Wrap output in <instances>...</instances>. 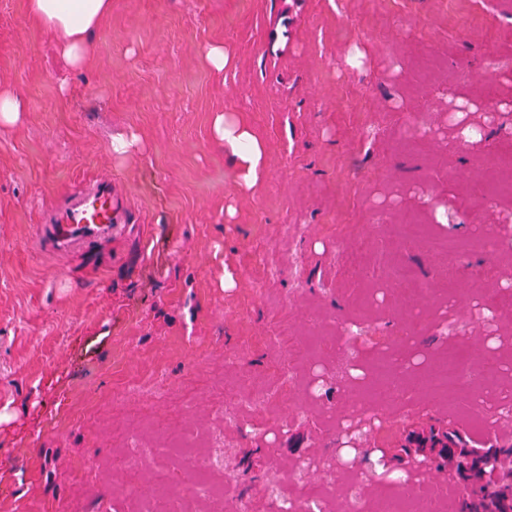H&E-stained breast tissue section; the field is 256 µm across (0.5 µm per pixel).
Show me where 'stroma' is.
Wrapping results in <instances>:
<instances>
[{
    "instance_id": "obj_1",
    "label": "stroma",
    "mask_w": 512,
    "mask_h": 512,
    "mask_svg": "<svg viewBox=\"0 0 512 512\" xmlns=\"http://www.w3.org/2000/svg\"><path fill=\"white\" fill-rule=\"evenodd\" d=\"M93 41L72 68L28 0H0L24 106L0 127V512H462L468 480L408 446L512 448V380L424 383L448 350L512 349V0H112ZM219 112L265 146L261 186ZM128 133L138 152L113 154ZM88 179L116 183L130 233L37 249ZM409 223L423 238L398 246ZM393 357L407 385L384 398ZM391 448L404 482L372 459ZM214 135L224 151L231 154L240 170L246 188H254L264 178L266 152L264 145L247 129L229 122L224 114H217L213 121Z\"/></svg>"
}]
</instances>
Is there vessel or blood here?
Instances as JSON below:
<instances>
[{"instance_id":"obj_1","label":"vessel or blood","mask_w":512,"mask_h":512,"mask_svg":"<svg viewBox=\"0 0 512 512\" xmlns=\"http://www.w3.org/2000/svg\"><path fill=\"white\" fill-rule=\"evenodd\" d=\"M128 214L112 195V185L95 182L71 194L55 223L36 228L38 246L93 248L127 223Z\"/></svg>"}]
</instances>
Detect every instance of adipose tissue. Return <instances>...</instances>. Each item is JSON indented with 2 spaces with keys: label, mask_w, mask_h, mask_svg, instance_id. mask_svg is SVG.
Here are the masks:
<instances>
[{
  "label": "adipose tissue",
  "mask_w": 512,
  "mask_h": 512,
  "mask_svg": "<svg viewBox=\"0 0 512 512\" xmlns=\"http://www.w3.org/2000/svg\"><path fill=\"white\" fill-rule=\"evenodd\" d=\"M33 23L51 31L65 60L75 68L83 66L92 54L91 36L110 12L112 0H29ZM214 135L225 152L239 166L246 188H253L264 178V145L247 129L216 115Z\"/></svg>",
  "instance_id": "adipose-tissue-1"
}]
</instances>
